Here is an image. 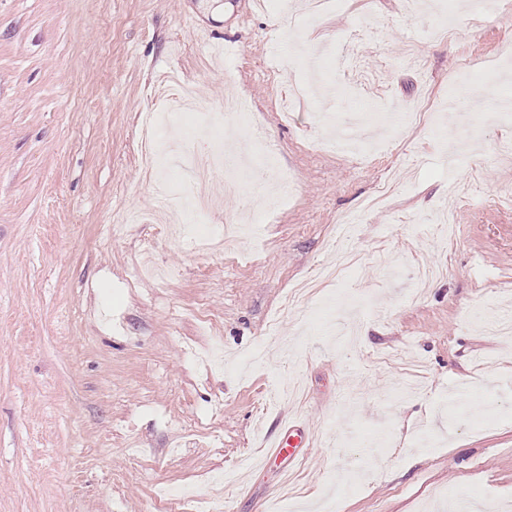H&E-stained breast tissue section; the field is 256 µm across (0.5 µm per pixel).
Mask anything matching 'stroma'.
I'll return each mask as SVG.
<instances>
[{"mask_svg":"<svg viewBox=\"0 0 512 512\" xmlns=\"http://www.w3.org/2000/svg\"><path fill=\"white\" fill-rule=\"evenodd\" d=\"M441 0H0V512H449L512 498V12ZM280 14L281 26L269 24ZM295 65L271 74L272 47ZM246 96L292 196L169 234L139 133L167 73ZM357 153L312 149L326 129ZM380 208L365 201L385 183ZM313 442L262 468L265 430Z\"/></svg>","mask_w":512,"mask_h":512,"instance_id":"35a3bbf8","label":"stroma"}]
</instances>
